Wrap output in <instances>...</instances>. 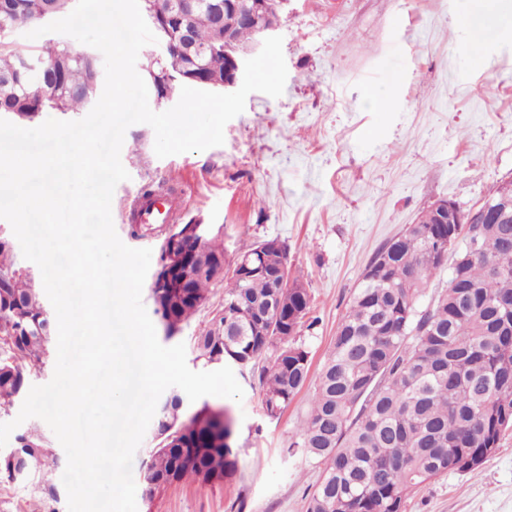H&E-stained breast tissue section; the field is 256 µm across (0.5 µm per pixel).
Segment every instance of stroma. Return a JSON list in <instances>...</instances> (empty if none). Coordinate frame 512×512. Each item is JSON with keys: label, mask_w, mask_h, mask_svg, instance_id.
<instances>
[{"label": "stroma", "mask_w": 512, "mask_h": 512, "mask_svg": "<svg viewBox=\"0 0 512 512\" xmlns=\"http://www.w3.org/2000/svg\"><path fill=\"white\" fill-rule=\"evenodd\" d=\"M475 19L494 32L480 47L469 44ZM277 34L283 95L249 94L244 112L226 124L223 145L200 153L157 157L153 129L130 126L120 154L130 178L117 185L111 213L124 244L151 249V280L168 227L136 236L121 216L122 200L151 184L170 188L176 223L221 231L225 264L254 243L279 240L291 275L311 293L314 324L304 340L317 368L381 246L435 201L467 210L512 181V0H288ZM371 94L387 111L372 108ZM223 314L219 278L176 337L190 369L209 370L196 338ZM236 378L242 401H186L181 414L205 403L230 408L237 478L179 484L138 512H306L321 468L289 438L307 414L310 390L271 420L257 377L240 371ZM0 512H68L61 471H44L36 488L0 481ZM407 512H512V428L475 471L421 486Z\"/></svg>", "instance_id": "35a3bbf8"}]
</instances>
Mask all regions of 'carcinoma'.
<instances>
[{
  "label": "carcinoma",
  "instance_id": "carcinoma-1",
  "mask_svg": "<svg viewBox=\"0 0 512 512\" xmlns=\"http://www.w3.org/2000/svg\"><path fill=\"white\" fill-rule=\"evenodd\" d=\"M58 15L73 0H16L6 27H0V112L32 121L41 112H79L95 98V64L76 56L71 44L20 45L19 29L35 23L45 3ZM202 55L166 54L148 73L168 83L194 84L188 74L202 68L219 89L227 59L212 12L202 6L186 21ZM48 70L45 89L21 71L19 56ZM64 84L80 93L57 97L51 87ZM209 255L206 270L192 282L203 297L219 277L211 261L224 254L219 236L201 233ZM454 254L446 288L425 309L419 301L431 280ZM258 270L224 277V317L206 326L197 339L207 363L239 364L258 372L267 417H279L306 387L313 389L309 413L290 447L322 466L309 494L306 512H406L407 501L422 485L450 471L468 473L491 457L502 433L512 426V223L410 224L379 249L362 273L349 311L342 317L323 363L310 375V352L302 333L308 328L311 294L290 278L286 249L266 250L260 242L241 252ZM283 266L288 287H277L269 269ZM0 273L9 276L25 306V331L5 336L0 355V405L11 406L27 382L20 360H41L46 338L27 335L45 321L43 305L31 280L18 272L0 242ZM158 416L162 438L178 442L197 465L182 471L179 482L204 483L200 472L217 484L234 481L241 460L233 446L234 419H213L209 405L196 417L173 424L181 399L166 400ZM19 450L30 478L58 465L53 449L27 436ZM162 447L150 449L143 495L173 464Z\"/></svg>",
  "mask_w": 512,
  "mask_h": 512
}]
</instances>
